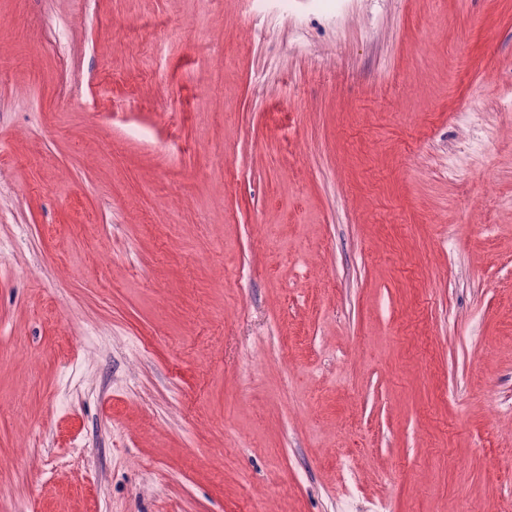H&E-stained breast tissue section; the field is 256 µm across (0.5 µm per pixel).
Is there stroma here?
Instances as JSON below:
<instances>
[{"label":"stroma","mask_w":512,"mask_h":512,"mask_svg":"<svg viewBox=\"0 0 512 512\" xmlns=\"http://www.w3.org/2000/svg\"><path fill=\"white\" fill-rule=\"evenodd\" d=\"M0 512L512 499V0H0Z\"/></svg>","instance_id":"obj_1"}]
</instances>
